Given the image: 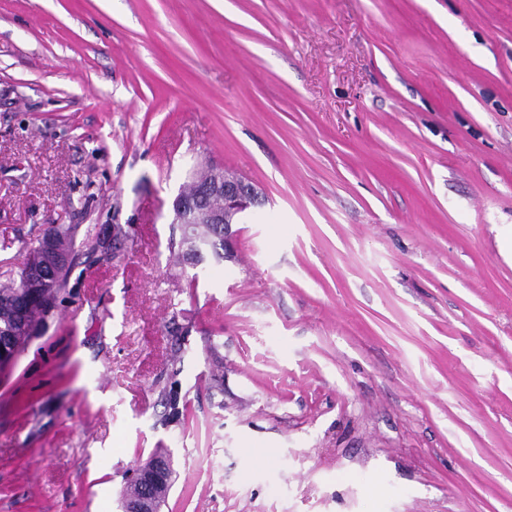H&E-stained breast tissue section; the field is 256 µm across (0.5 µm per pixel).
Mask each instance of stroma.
Wrapping results in <instances>:
<instances>
[{
  "label": "stroma",
  "mask_w": 512,
  "mask_h": 512,
  "mask_svg": "<svg viewBox=\"0 0 512 512\" xmlns=\"http://www.w3.org/2000/svg\"><path fill=\"white\" fill-rule=\"evenodd\" d=\"M210 166L267 203L198 271ZM53 224L0 512H121L159 450L161 512H512V0H0V273Z\"/></svg>",
  "instance_id": "obj_1"
}]
</instances>
